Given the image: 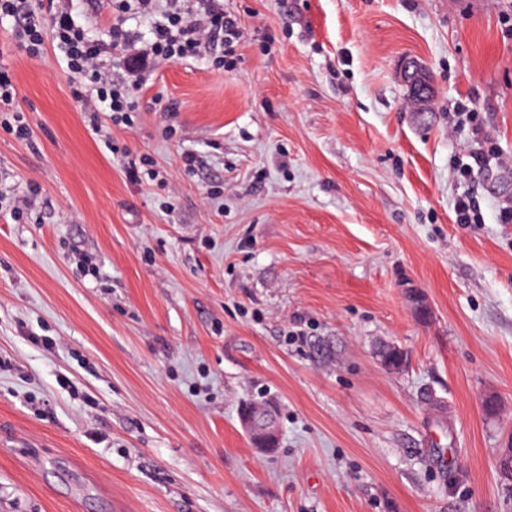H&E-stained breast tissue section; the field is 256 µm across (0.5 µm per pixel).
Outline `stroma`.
I'll return each mask as SVG.
<instances>
[{"mask_svg": "<svg viewBox=\"0 0 512 512\" xmlns=\"http://www.w3.org/2000/svg\"><path fill=\"white\" fill-rule=\"evenodd\" d=\"M224 8L232 65L146 71L122 157L54 52L0 56V189L38 192L0 213V512H512V0ZM463 104L503 158L469 182ZM401 74L404 80L408 83V86H411L410 93L412 96L417 97V104L419 105L418 112H426V106L429 103V96L423 94V88L425 86V82L423 81V77L425 76V71L419 67L413 59H406L401 64ZM419 75V79L421 80V85L418 87L415 82L409 81L413 79L415 76ZM17 92L11 72L0 64V127L14 133L20 140H27L31 130L27 119L15 106Z\"/></svg>", "mask_w": 512, "mask_h": 512, "instance_id": "1", "label": "stroma"}]
</instances>
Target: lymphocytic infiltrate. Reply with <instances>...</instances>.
I'll return each instance as SVG.
<instances>
[{
	"instance_id": "lymphocytic-infiltrate-1",
	"label": "lymphocytic infiltrate",
	"mask_w": 512,
	"mask_h": 512,
	"mask_svg": "<svg viewBox=\"0 0 512 512\" xmlns=\"http://www.w3.org/2000/svg\"><path fill=\"white\" fill-rule=\"evenodd\" d=\"M157 10L156 0H112V44L104 46L64 8L49 9L40 17L28 0H0V21L13 20L11 44L30 59H40L46 47H53L66 63L68 72L83 85L80 94L88 127L111 144L112 136L103 125H131L139 92L136 68L147 63H170L187 58L208 57L212 66L224 68L240 37L237 19L224 9V0H166ZM154 16L148 42L125 24L132 16ZM118 51L125 63L124 74L111 72L104 60L106 49ZM17 92L11 72L0 65V127L25 140L31 130L24 113L15 105ZM471 125L475 148L467 163L458 169L462 179L484 173L498 157L477 113L465 115Z\"/></svg>"
}]
</instances>
